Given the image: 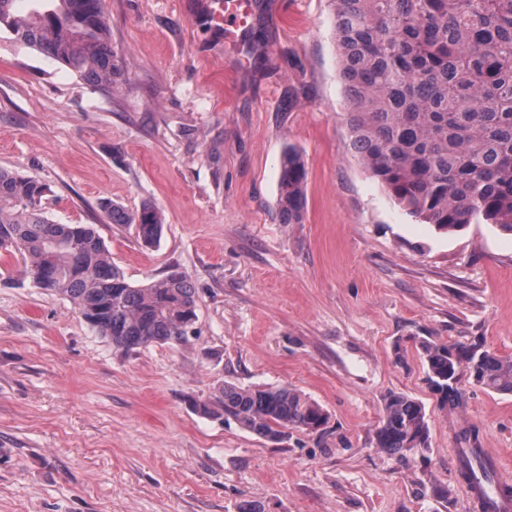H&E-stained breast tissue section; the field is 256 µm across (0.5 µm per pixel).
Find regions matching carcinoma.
Listing matches in <instances>:
<instances>
[{
  "label": "carcinoma",
  "mask_w": 512,
  "mask_h": 512,
  "mask_svg": "<svg viewBox=\"0 0 512 512\" xmlns=\"http://www.w3.org/2000/svg\"><path fill=\"white\" fill-rule=\"evenodd\" d=\"M0 0V26L65 65L87 83L112 87L121 69L103 0H40L22 13ZM341 77L348 92L351 147L395 203L424 224L453 232L493 224L512 234V0H332ZM307 168L290 148L282 156L281 222L305 218ZM50 187L0 169V250L21 257L38 287L70 300L89 326L126 353L181 343L197 317L198 295L184 275L134 286L112 263L92 224L48 217ZM107 219L126 224L149 247L159 242V211L128 212L101 202ZM428 381L444 407L458 405L463 372L512 395V357L424 341ZM195 413L233 418L270 442L291 428L319 431L327 412L288 387L226 384ZM376 447L408 457L429 447L424 407L404 394L386 398ZM457 471L482 498V512L512 485L497 481L481 448L457 449Z\"/></svg>",
  "instance_id": "cac0c4a2"
}]
</instances>
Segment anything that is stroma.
Instances as JSON below:
<instances>
[{"mask_svg": "<svg viewBox=\"0 0 512 512\" xmlns=\"http://www.w3.org/2000/svg\"><path fill=\"white\" fill-rule=\"evenodd\" d=\"M218 0H105L111 90L0 31V167L47 183L49 216L93 224L126 280L198 291L186 342L115 350L0 256V512H471L461 431L512 472V395L462 376L440 408L421 340L512 357V235L454 233L396 205L349 146L331 0H253L240 46ZM307 171L278 217L280 160ZM155 205L157 245L102 199ZM286 386L328 413L278 443L196 414L220 386ZM424 404L404 459L375 432L388 393ZM307 168L302 155L288 148L282 156L279 174L278 206L284 224L304 223Z\"/></svg>", "mask_w": 512, "mask_h": 512, "instance_id": "1", "label": "stroma"}]
</instances>
